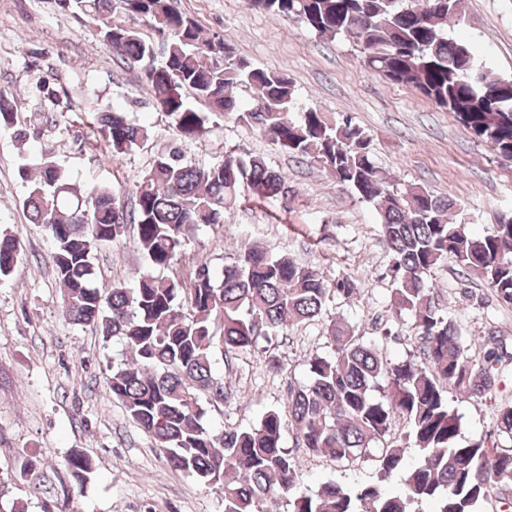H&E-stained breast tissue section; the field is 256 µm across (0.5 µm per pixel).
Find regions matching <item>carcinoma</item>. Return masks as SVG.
Returning <instances> with one entry per match:
<instances>
[{
  "label": "carcinoma",
  "instance_id": "carcinoma-1",
  "mask_svg": "<svg viewBox=\"0 0 512 512\" xmlns=\"http://www.w3.org/2000/svg\"><path fill=\"white\" fill-rule=\"evenodd\" d=\"M99 29L102 44L123 63L137 64L171 125L184 138L207 133L209 114L186 99L205 102L212 114L245 125L300 160L311 159L336 183L371 206L389 250L396 312L412 318L409 339L420 358H384L376 342L344 321L327 327L329 355L312 354L309 381L290 392L288 416L266 412L249 428L213 432L204 418L210 405L233 394L219 377L217 357L230 368L234 355L268 343L319 318L330 293L356 294L353 282L330 284L287 255L248 247L216 273L196 266L190 280L163 274L182 257L195 232L224 223L242 193L259 200L286 195L285 176L257 154L228 156L200 165L177 146L160 154L135 183L127 211L106 185L84 191L70 183L51 157L41 158L22 205L30 222L53 244L55 279L65 319L118 338L129 362L112 364V399L149 435L168 463L224 498V512H479L496 496L512 504V448L489 449L486 439L462 436L448 392L474 399L493 392L502 362L512 353L496 336L465 345L459 326L444 316L426 280L453 260L476 277L496 301L512 307V213L501 214L473 236L451 219L457 203L416 185L402 187L374 161L372 139L349 117L333 120L310 106L288 117L296 88L284 72L257 67L225 39L206 38L197 22L171 0H57ZM252 9L303 23L317 36L348 41L364 66L405 85L455 116L467 133L503 161L512 162V84L481 69L470 47L448 37L445 25L461 16V0H248ZM138 20L163 36L162 51ZM162 60H157V54ZM256 91L244 103L238 90ZM0 124L16 125L11 94L0 89ZM86 136L109 155L129 154L149 138L127 112L93 110ZM136 229L144 266L135 286L99 283L93 263L98 246ZM21 268L19 245L0 235V280ZM404 435L392 431L398 421ZM496 435L512 442V403L497 409ZM309 455L354 464L374 454L378 479L358 485L330 481L313 493L299 491L298 462L283 446L286 430ZM419 462L404 468L405 453ZM67 467L78 484L92 465L75 450ZM401 474V490L382 484Z\"/></svg>",
  "mask_w": 512,
  "mask_h": 512
}]
</instances>
